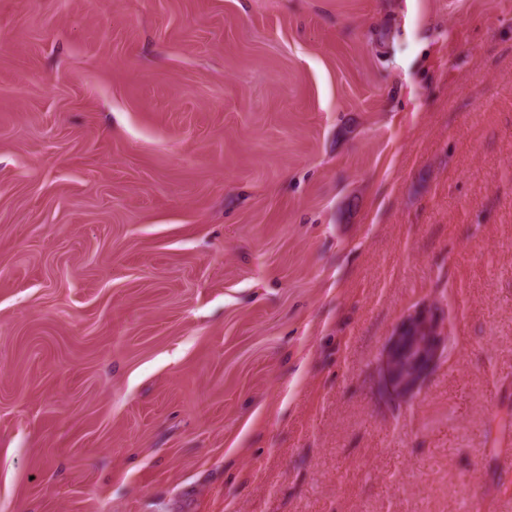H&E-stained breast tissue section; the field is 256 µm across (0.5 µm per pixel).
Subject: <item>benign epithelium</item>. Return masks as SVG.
Listing matches in <instances>:
<instances>
[{
  "mask_svg": "<svg viewBox=\"0 0 512 512\" xmlns=\"http://www.w3.org/2000/svg\"><path fill=\"white\" fill-rule=\"evenodd\" d=\"M440 308L430 304L407 315L393 330L381 361L383 386L394 399L418 389L447 350Z\"/></svg>",
  "mask_w": 512,
  "mask_h": 512,
  "instance_id": "1",
  "label": "benign epithelium"
}]
</instances>
